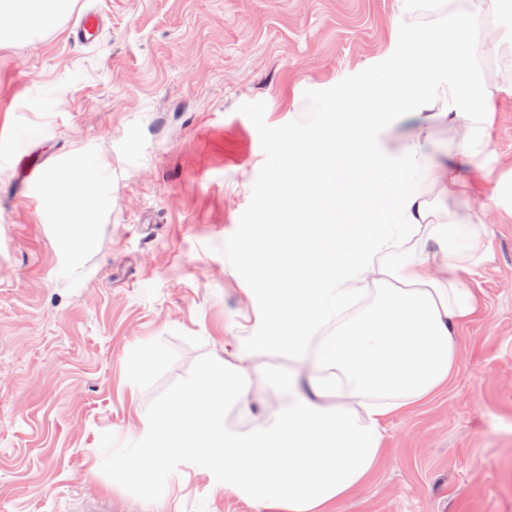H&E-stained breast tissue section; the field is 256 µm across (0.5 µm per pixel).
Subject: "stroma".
I'll list each match as a JSON object with an SVG mask.
<instances>
[{
    "label": "stroma",
    "instance_id": "stroma-1",
    "mask_svg": "<svg viewBox=\"0 0 512 512\" xmlns=\"http://www.w3.org/2000/svg\"><path fill=\"white\" fill-rule=\"evenodd\" d=\"M94 8L101 38H67ZM408 0H74L51 28L0 42V512H258L191 464L134 480L101 465L135 452L140 417L254 335L256 274L237 241L288 224L262 201L285 179L303 119L394 69L433 24ZM489 124L450 210L484 225L467 280L477 312L447 389L390 416L369 482L337 512H512V6L471 30ZM85 158L112 171L92 246L42 223V180ZM145 373L130 378L133 364Z\"/></svg>",
    "mask_w": 512,
    "mask_h": 512
}]
</instances>
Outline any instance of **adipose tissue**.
Returning <instances> with one entry per match:
<instances>
[{"label":"adipose tissue","mask_w":512,"mask_h":512,"mask_svg":"<svg viewBox=\"0 0 512 512\" xmlns=\"http://www.w3.org/2000/svg\"><path fill=\"white\" fill-rule=\"evenodd\" d=\"M458 10L414 32L396 52L403 67L327 104L336 134L292 129L299 152L288 163L290 224H265L235 249L258 273L248 297L265 312L261 331L238 339L222 371L203 370L144 416L136 454H113L124 473L145 476L171 460L209 472L225 490L263 512H328L361 488L383 453L384 424L447 387L457 329L476 310L465 275L486 253L484 227L442 212L461 186L457 167L427 161L419 142L399 149L392 185L371 175L388 163L375 131L384 114L443 118L457 154H471L489 91L469 75L476 11ZM73 0H0V40L32 34L70 12ZM455 65L460 80L432 85L430 71ZM85 162L47 173L43 201L70 239L87 248L105 201ZM348 184L370 218L350 231L312 225L332 209L334 182ZM288 359V392L257 398L263 358ZM253 361L246 369L245 361Z\"/></svg>","instance_id":"1"}]
</instances>
